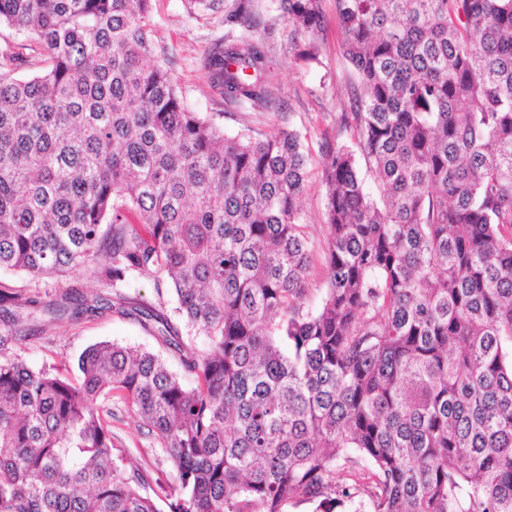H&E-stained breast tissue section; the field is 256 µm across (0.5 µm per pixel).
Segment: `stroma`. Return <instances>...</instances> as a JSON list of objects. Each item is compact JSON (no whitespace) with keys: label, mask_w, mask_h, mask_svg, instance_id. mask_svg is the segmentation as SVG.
Wrapping results in <instances>:
<instances>
[{"label":"stroma","mask_w":512,"mask_h":512,"mask_svg":"<svg viewBox=\"0 0 512 512\" xmlns=\"http://www.w3.org/2000/svg\"><path fill=\"white\" fill-rule=\"evenodd\" d=\"M255 5L266 20L255 34L265 40L273 55L278 109L250 112L226 104L219 90L212 87L201 67V58L214 40L225 36L224 16L197 9L191 0H154L151 26L156 57L170 68L185 105L208 116L226 134L250 129L261 133L289 129L300 134L307 172L301 212L311 247L305 307L314 310L319 307L327 285L321 145L324 137L337 133L336 117L348 102L347 87L354 71L342 54V35L331 16L332 0L324 2L328 18L323 31L314 38L280 17L277 0H255ZM0 286L31 300L30 305L14 310L22 324L30 328L31 335L11 349L12 354L31 367L55 368L76 375L80 354L101 341L143 346L161 355L166 352L133 315L105 310L91 317L50 322L44 307L62 294L76 291L90 297L100 293L111 296V289L103 288L84 270L71 271L59 279L1 271ZM112 412L117 447L123 448L153 477L172 481L169 464L152 439L139 429L133 415L119 403L113 404Z\"/></svg>","instance_id":"1"}]
</instances>
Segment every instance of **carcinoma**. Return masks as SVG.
Segmentation results:
<instances>
[{"mask_svg":"<svg viewBox=\"0 0 512 512\" xmlns=\"http://www.w3.org/2000/svg\"><path fill=\"white\" fill-rule=\"evenodd\" d=\"M313 35L323 0H277ZM242 27L201 67L268 110L254 0H193ZM355 71L322 147L328 287L305 309L299 135H227L154 60L152 0H0L42 58L0 55V269L82 268L128 313L168 282L202 346L153 307L179 355L103 341L70 377L0 333V512H512V0H334ZM33 68L28 77L17 72ZM376 188L364 190L363 176ZM34 300L0 289V312ZM117 398L174 471L115 448ZM167 288L165 283H158L154 277L142 276L133 280L129 288L119 289V292L130 298L131 305H134L133 303L152 305L166 313L172 321L179 323L178 326L182 335L187 336L190 332L178 321L174 310L176 304Z\"/></svg>","mask_w":512,"mask_h":512,"instance_id":"cac0c4a2","label":"carcinoma"}]
</instances>
